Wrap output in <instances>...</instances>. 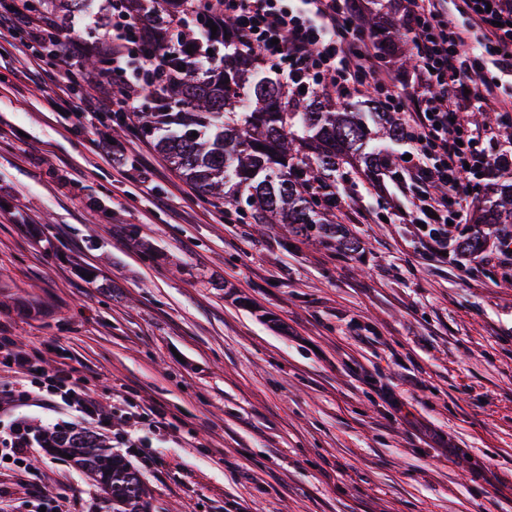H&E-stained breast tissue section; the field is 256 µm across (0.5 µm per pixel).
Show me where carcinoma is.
I'll list each match as a JSON object with an SVG mask.
<instances>
[{
    "instance_id": "1",
    "label": "carcinoma",
    "mask_w": 512,
    "mask_h": 512,
    "mask_svg": "<svg viewBox=\"0 0 512 512\" xmlns=\"http://www.w3.org/2000/svg\"><path fill=\"white\" fill-rule=\"evenodd\" d=\"M30 2L34 9L48 7L71 16L86 12L91 0ZM134 2L137 16L148 18L169 55L167 84L147 94L135 113L138 133L201 191L244 205L242 214L255 223L286 224L302 239L352 250L355 243L329 222L327 199L314 197L311 186L336 193V173L352 159L372 170L390 167L392 154L373 140L396 144L403 139L397 114L379 102L366 109L337 106L323 90L290 99L288 86L258 70V54H242L226 40L231 19L210 43L213 50L224 47L223 62L187 75L183 65L191 33L174 30L171 15L184 10L205 23L211 0ZM370 30L381 47L394 44L398 36L376 23ZM472 204L475 223L512 224V172L500 174L495 192L475 197ZM47 440L98 483L112 499V512H143L149 497L143 477L97 437L83 435L63 445L51 433Z\"/></svg>"
}]
</instances>
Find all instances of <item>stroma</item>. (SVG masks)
<instances>
[{
    "label": "stroma",
    "mask_w": 512,
    "mask_h": 512,
    "mask_svg": "<svg viewBox=\"0 0 512 512\" xmlns=\"http://www.w3.org/2000/svg\"><path fill=\"white\" fill-rule=\"evenodd\" d=\"M0 57V331L104 406L158 408L152 466L120 449L150 512H512V280L441 258L399 181L350 169L330 217L355 252L302 242L198 191L133 125L102 130L127 181L59 111L57 88ZM0 466L63 512H112L66 458Z\"/></svg>",
    "instance_id": "1"
}]
</instances>
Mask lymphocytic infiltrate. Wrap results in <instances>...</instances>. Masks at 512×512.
<instances>
[{"mask_svg": "<svg viewBox=\"0 0 512 512\" xmlns=\"http://www.w3.org/2000/svg\"><path fill=\"white\" fill-rule=\"evenodd\" d=\"M396 14L417 59L414 78L406 83L396 76L378 79L364 0H213L211 18L217 26L233 18L231 40L258 53L263 66L278 72L292 92L329 85L343 100L372 93L397 113L409 154L405 170L416 190L404 216L423 223L426 246L444 251L452 226L465 221L469 177L495 163L466 110L496 111L497 132L512 143V93L502 92L499 84L500 77L512 76V0H396ZM86 23L98 29L97 46L111 57L112 71L124 86L120 99L85 100L79 126L95 135L98 150L111 152L122 169L123 152L111 151L98 135L99 126L112 113L135 111L147 91L163 84V51L146 22L133 18L129 0H109L108 16L92 11ZM75 40V31L60 27L52 12L33 11L29 0H9L0 9V41L25 47L33 63L30 79L56 83L64 104L74 80L70 72L43 67L42 60ZM2 368L18 374L22 387L0 397V414L16 404L47 405L71 415L68 429L109 434L120 448L147 447L137 427L153 433L166 428L156 410L119 414L106 409L70 372L39 366L9 336H0Z\"/></svg>", "mask_w": 512, "mask_h": 512, "instance_id": "1", "label": "lymphocytic infiltrate"}]
</instances>
